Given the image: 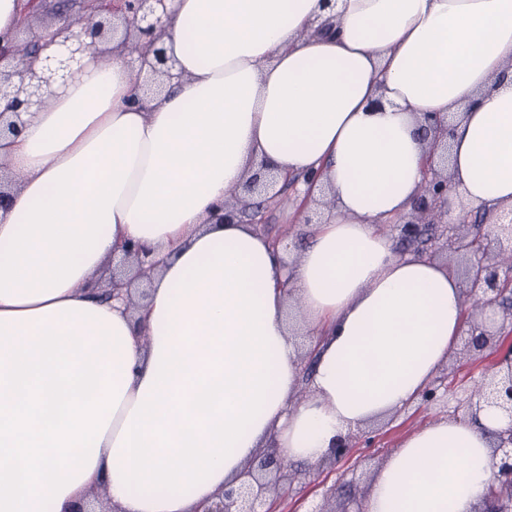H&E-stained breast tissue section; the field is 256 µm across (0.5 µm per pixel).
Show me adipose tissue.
<instances>
[{
  "mask_svg": "<svg viewBox=\"0 0 512 512\" xmlns=\"http://www.w3.org/2000/svg\"><path fill=\"white\" fill-rule=\"evenodd\" d=\"M163 30L161 94L117 52L0 138V512L99 486L119 512H199L257 449L314 464L419 399L466 329L457 276L383 229L426 116H456L451 219L512 207V0H168ZM261 162L335 197L300 251L210 221ZM134 243L155 269L132 311L90 285ZM507 426L409 433L361 512H477Z\"/></svg>",
  "mask_w": 512,
  "mask_h": 512,
  "instance_id": "obj_1",
  "label": "adipose tissue"
}]
</instances>
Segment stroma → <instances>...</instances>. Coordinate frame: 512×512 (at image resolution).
Listing matches in <instances>:
<instances>
[{
	"instance_id": "obj_1",
	"label": "stroma",
	"mask_w": 512,
	"mask_h": 512,
	"mask_svg": "<svg viewBox=\"0 0 512 512\" xmlns=\"http://www.w3.org/2000/svg\"><path fill=\"white\" fill-rule=\"evenodd\" d=\"M508 354H512V335L500 337L477 355L469 354L465 343H458L441 368L452 385L448 400L437 401L428 408H407L390 420L369 427L368 433L374 436V443L369 446L357 444L353 462L347 467L330 470L315 464L288 461V468L299 471L300 477L282 498L276 500V512H306L309 505L319 502L330 488L334 489L337 500L344 502L348 512H354L368 490L373 472L397 448L401 439L436 420L466 413L471 392L483 378L491 375L496 360Z\"/></svg>"
}]
</instances>
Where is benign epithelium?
I'll use <instances>...</instances> for the list:
<instances>
[{
	"label": "benign epithelium",
	"mask_w": 512,
	"mask_h": 512,
	"mask_svg": "<svg viewBox=\"0 0 512 512\" xmlns=\"http://www.w3.org/2000/svg\"><path fill=\"white\" fill-rule=\"evenodd\" d=\"M166 0H57L56 14L69 17L66 27L53 33L59 38L55 56L45 57L38 68L36 62L44 49L40 40L33 38V12L36 0H27L24 26L16 41L0 45V63L13 60L17 67L12 72L0 70V99L10 100L12 113H0V137L18 133L22 129L21 114L38 112L50 101L51 88L61 87L79 72L88 56L101 57L100 44L121 37L122 43L134 56L138 72L146 73L156 81V91L163 88V78L171 76L175 66L161 44L163 29L159 9L166 8ZM448 136L449 124L442 119L429 118L422 127V137L430 144L427 172L412 211L396 225L400 240L416 243L426 237L434 238V228L448 223V212L442 202L448 197ZM276 176L266 165L258 164L245 181L230 190L224 202L219 222L249 224L266 223L267 205L275 201L282 190L275 189ZM453 252L469 260L465 269L464 301L469 303V348L480 353L491 344L495 332L489 329L488 311L502 310V322L512 324V306L502 298L512 291V209L499 217L498 223L487 228L481 225L460 224V231L450 239ZM150 250L132 245L121 257V263L112 267V273L101 293L110 300L122 287H131L132 281H123L128 267L137 268L136 277H149L153 265L146 264ZM484 407L496 408L512 419V358L498 361V370L490 382L481 386L477 399L468 405L475 416ZM495 448L494 481L484 507L478 512H512V425L498 434ZM353 448V437L336 438L330 455L333 464L345 463ZM299 478L297 473L284 472V458L275 448H267L241 472L237 487L226 488L201 512H272L270 495L279 486ZM92 501L78 505L71 512H117L110 506L106 493L93 491Z\"/></svg>",
	"instance_id": "1"
}]
</instances>
